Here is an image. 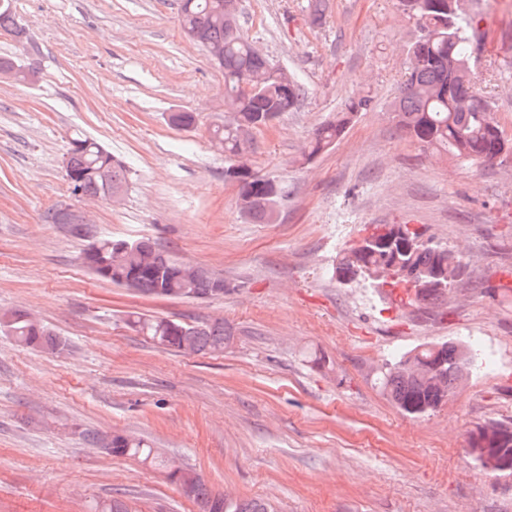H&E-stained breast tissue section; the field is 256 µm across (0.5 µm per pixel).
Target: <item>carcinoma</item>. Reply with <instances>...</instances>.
Wrapping results in <instances>:
<instances>
[{"instance_id":"cac0c4a2","label":"carcinoma","mask_w":512,"mask_h":512,"mask_svg":"<svg viewBox=\"0 0 512 512\" xmlns=\"http://www.w3.org/2000/svg\"><path fill=\"white\" fill-rule=\"evenodd\" d=\"M447 3L448 0H404L416 16L417 34L407 51L408 76L400 86L399 95L393 104V119L399 128L410 135L425 150L445 153L453 158L471 164H484L493 158L512 154V140L502 126L493 117L491 103L471 91L475 106L470 112L456 110V96L453 87L455 70L458 66L469 64L473 47L483 40L474 17L460 10H439L435 2ZM221 0H180L179 15L193 21H200L205 28V39L212 45L224 47V60L219 67L224 71V112L234 118L231 127H219L213 130V141L224 151L229 165L224 177L231 179L233 168L242 165L241 158L251 149L252 143L240 139L242 129L255 130L263 122L265 115H278L294 109L305 95L304 87L288 77V86L284 87L277 78L267 74V70L277 68L264 54L253 51V41L242 27L230 31L224 28V18L214 15ZM0 32H5L20 40L25 38L24 29L18 24L9 0H0ZM261 82L258 91L246 94L242 85L253 80ZM368 100L360 98L352 101L333 121H329L316 130L309 145V155L313 156L330 148L343 135L347 124L355 112L366 107ZM75 142L87 145L88 150L71 156V171L80 172L90 165H112V185H127L126 167L96 140L89 137H75ZM75 195L97 197L103 193V186L97 181L86 179L80 184H70ZM379 225L364 227L365 235L362 248L354 245L344 250L336 263L334 275L343 285H350L371 279V272L385 264H396L406 271L391 282V290L400 287L403 296L400 303L414 305L418 303L415 292L408 286L409 275L433 267L442 260H451L457 266H464L461 255L434 240L423 238L421 233H413L407 239L390 231L373 243ZM118 241L110 237H97L94 249L101 262L107 264L109 273L100 279L116 285L137 271L140 275L138 289L146 294L160 297H180V285L175 273L180 260L168 255V267L162 271H151L142 263V256L133 252L119 255L116 253ZM129 324L139 333L149 337L156 344L182 352L183 337L168 331L171 321L164 318L146 317L135 314ZM15 338L29 347L44 351L52 348L59 338L44 327L37 329L28 326L25 321L15 324ZM193 352L208 354L224 351L228 334L224 322L215 321L192 336ZM441 364L446 374L447 385L444 389L434 388L424 380L412 376L391 364L382 373L380 382L396 406L405 414L421 417L437 409L442 399L450 393L454 384L461 379V371L469 369L472 356L461 343L444 342ZM106 451L114 456L140 457L152 464L166 468L167 462L154 452L144 439L130 445L127 436L115 434L112 444ZM169 477L178 485H188L191 497L210 506V512H270L268 505L260 500L227 503L213 495L192 471L184 468L169 470Z\"/></svg>"}]
</instances>
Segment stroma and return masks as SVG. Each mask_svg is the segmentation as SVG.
Returning <instances> with one entry per match:
<instances>
[{
	"label": "stroma",
	"instance_id": "1",
	"mask_svg": "<svg viewBox=\"0 0 512 512\" xmlns=\"http://www.w3.org/2000/svg\"><path fill=\"white\" fill-rule=\"evenodd\" d=\"M26 44L0 57L38 83L0 79V312L25 310L59 354L0 333V512H199L164 470L91 453L82 432L145 438L215 494L272 512H512V479L467 454L469 433L512 422V183L500 164L424 153L392 121L415 21L399 0H243L244 30L306 94L255 131L248 166L287 184L274 223L246 219L212 143L224 73L187 38L177 0H12ZM485 34L476 92L512 136V0H468ZM367 98L343 136L315 131ZM193 113L188 129L170 113ZM121 159L120 204L75 197L62 158L76 133ZM91 207L97 234L147 237L213 269L215 299L146 295L95 277L85 235L47 221ZM367 224H412L462 249L454 297L404 306L333 269ZM140 313L222 319L223 352L176 353L128 324ZM469 345L473 364L428 416L404 415L378 376L416 348ZM368 100L360 98L357 101H351L346 107V112H341L342 115L336 120L329 121L316 130L309 145V156L316 155L325 149L330 148L335 142L343 135L347 124L350 122L352 116L359 109L366 107Z\"/></svg>",
	"mask_w": 512,
	"mask_h": 512
}]
</instances>
